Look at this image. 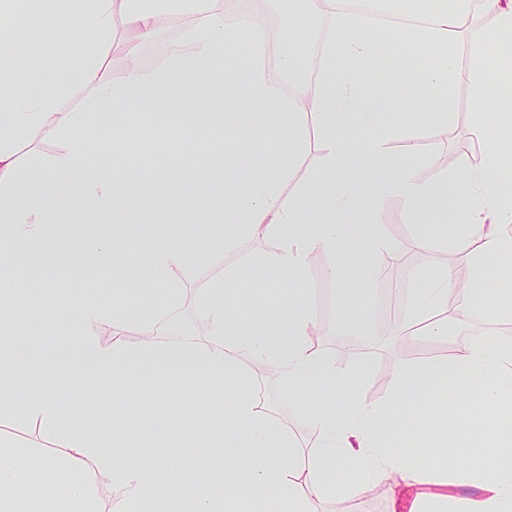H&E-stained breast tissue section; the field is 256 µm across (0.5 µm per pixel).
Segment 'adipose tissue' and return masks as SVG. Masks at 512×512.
Segmentation results:
<instances>
[{
  "label": "adipose tissue",
  "instance_id": "obj_1",
  "mask_svg": "<svg viewBox=\"0 0 512 512\" xmlns=\"http://www.w3.org/2000/svg\"><path fill=\"white\" fill-rule=\"evenodd\" d=\"M68 11L81 17L96 39L70 62V80L54 93L24 90L9 55L0 56V116L14 134L42 132L62 137L65 145L42 171L23 177L18 150L0 132V250L18 253L39 249L58 224L83 210L108 211L116 224L140 217L142 194L159 184L176 183L168 168L118 170L97 166L111 131L133 134L128 110L150 108L162 123L178 122L184 150L197 140L192 121L199 107L222 103L216 124L223 139L211 149L226 160L224 216L221 221L194 219L171 232L145 225L139 264L144 288H116L111 304L95 302L57 306L63 332L45 364L66 379L117 381L145 370L159 369L189 383L230 384L235 394L224 405L196 415L210 441L228 451L247 448L246 467L230 464L202 472L195 448L183 449L173 460L129 466L118 462L107 437L72 417L69 403L53 394H35L23 404L25 415L58 436L54 455L35 456L33 465L17 463L14 451L0 452V512H30L26 492L42 474L64 466L63 486L48 485L40 512H88L97 475L123 491L134 512H164L178 491L189 492L192 512H239L246 499L265 505V512H309L313 500L336 492L333 473L343 466L357 492L365 480L397 478L407 485L435 480L481 487L478 498L455 499L452 512H506L512 505V406L502 407L512 392V343H475L451 366L419 372L398 365L392 383L401 389L426 381L437 386L460 378L479 388L477 411L485 423L478 442L483 459L473 469L447 454L421 460L388 452L380 443L383 423L399 424L400 413L388 406L366 407L356 398L336 405L334 397L306 409L301 395L309 382L326 389L354 382L324 354L312 349L308 335L313 318L304 293L293 295L278 314L248 310L233 313L230 301L238 270L225 264L234 252L252 268L255 285L278 287L298 277L310 253L356 252L379 276L388 244L377 233L375 209L380 198L402 199L403 218L423 224L421 240L430 249L450 252L455 261L483 273L490 261H501L503 280L512 279V236L500 232L512 224V188L502 169L512 156L490 140L480 162L460 157L453 171L433 181L417 175L420 155L407 127L387 110L389 88L376 77V63L393 41L415 59V89L429 92L430 117L444 127L453 117L454 95L462 77H469L474 99L487 86L512 90V0H371L380 12L401 18V26H370L359 21L350 0H323L329 33L281 39L271 73L265 48L258 39L265 20L241 13L235 0H65ZM190 19L186 40L172 44L151 69L130 67L124 80L112 78L105 54L115 41L135 35L150 41L162 18ZM492 17L482 26V17ZM248 51L238 68L223 56L240 41ZM276 124H268V115ZM314 125L322 150L318 166L302 168L309 147L307 125ZM95 137H86L89 126ZM250 126L263 137L275 161L256 165L247 160L249 142L242 132ZM401 152H394V144ZM93 170L78 196L60 204L59 184L72 175ZM140 193H133L132 184ZM455 227L453 237L439 233L442 224ZM202 239V258L211 271L197 290L207 320V343L197 347L159 343L167 316L182 290L175 270L192 260L186 249ZM275 241L273 250L256 254L253 241ZM450 265L431 270V284L411 292L415 318L426 319L431 335L444 336L449 324L481 317L512 321V303L488 301L474 288L453 292ZM109 326L111 345L95 342L94 332ZM153 337V344L128 346L129 330ZM274 367L288 383L289 404L307 411L320 441L310 452L298 448L287 429L260 404L256 379L241 372L240 361Z\"/></svg>",
  "mask_w": 512,
  "mask_h": 512
}]
</instances>
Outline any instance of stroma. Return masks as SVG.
<instances>
[{"label": "stroma", "instance_id": "35a3bbf8", "mask_svg": "<svg viewBox=\"0 0 512 512\" xmlns=\"http://www.w3.org/2000/svg\"><path fill=\"white\" fill-rule=\"evenodd\" d=\"M188 28L187 21L162 27L156 37L138 45L135 56H128L122 45H114L109 62L114 79H123L130 65L151 67L172 42L182 40ZM90 29L74 21L57 22L54 13H47L43 36L32 39L26 23L16 22L5 49L11 52L17 72L24 87L32 91L42 90L47 85H60L68 80L64 67L66 58L77 55L83 44L92 41ZM388 108L402 125L418 130L422 162L418 176L433 181L447 172L439 162L441 156L458 154L461 143L473 140L475 121L482 116L497 112L499 104L491 98L475 103L469 81H461L455 101V112L447 127L438 128L421 110L418 97L402 94L393 97ZM132 124L145 135L144 140L129 141L120 145L121 163L129 168L149 165L158 159L160 165H174L185 180H203L213 190L207 199L199 202L201 212L218 215L224 196V164L202 156L173 154L158 155L148 140L155 130L154 116L150 110L138 108L131 114ZM404 205L396 196H386L378 202V234L388 241V255L398 256V265L387 268L382 280L374 285L361 284L357 302L360 308L358 324L363 330L358 337L357 348L343 350L349 330L340 322V293L335 280L327 271L334 263L332 254L320 253L316 266L305 269L302 282L285 281L268 290L253 286L248 268L242 267L238 255L226 258L227 264L238 266L240 277L237 283L239 296L235 309L259 307L269 311L284 305L298 287L308 291V301L315 314L316 324L325 328L318 349L343 371L362 369L363 380L356 391L362 403L379 406L395 403L397 409L407 413L406 427L382 425L379 435L385 447L409 456H422L452 450L455 455L479 463L475 452L478 430L468 404L476 400L478 392L466 382L452 379L448 383L431 386L420 382L402 395H395L389 383L380 379L381 374H393L399 364L416 366L428 371L447 364L450 349L467 350L476 342L512 340V323L498 324L473 319L469 324L449 329L447 335L432 336L423 332L412 336L402 328L381 332L379 324L390 308L408 312L410 291L425 283L431 268L439 263V252L423 248L417 238V226L403 221ZM82 232H74L73 224L62 223L57 227L55 238L42 248L25 255L12 252L0 254V263L9 268H22L27 273L25 286L9 281L0 291V298L15 301L21 311H28L30 298L50 296L58 283H67L71 289L70 300L77 305L101 300L98 284L112 283V270L90 263L86 258L85 231L99 232L111 229V217L92 211L79 214ZM210 275L209 270L197 266L178 270L174 280L185 290L182 301L172 310L169 328L161 341L172 345H195L205 341V316L195 301V291ZM62 326L51 307L42 308L36 323L28 319L15 322L6 336L7 344L15 349L39 345L42 351L53 347ZM148 376L137 374L118 383L90 385L74 399L70 406L73 417L85 418L101 432H108L114 406L122 405L132 410L137 420L128 430L125 446L119 458L134 464L157 458H174L182 448L199 445L200 460L208 469L224 467L227 457L224 449L209 448L199 427L191 415L195 405L215 404L221 398H232V386L218 389L211 386L185 384L173 380L168 374L154 372L159 380L156 388L147 387ZM58 390V381L43 363L22 362L18 368V384L8 402L0 407V444L9 448H26L46 452L54 446V438L40 423L24 418L20 408L27 397L35 393L52 394ZM273 416L287 427L289 433L305 449L319 441L318 431L311 426L307 416L291 415L286 406L288 386L279 374L269 373L256 385ZM457 395V405H449L448 395ZM168 424L164 437H156L155 428ZM478 488L472 486H450L440 484H414L391 486L387 482H369L357 494H341L333 498L314 500V512H426L432 500L453 499L456 496H479Z\"/></svg>", "mask_w": 512, "mask_h": 512}]
</instances>
